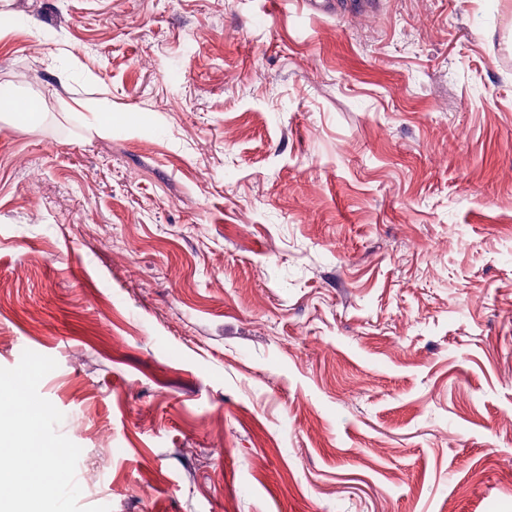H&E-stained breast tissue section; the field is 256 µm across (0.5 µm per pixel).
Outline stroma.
Here are the masks:
<instances>
[{
	"label": "stroma",
	"mask_w": 512,
	"mask_h": 512,
	"mask_svg": "<svg viewBox=\"0 0 512 512\" xmlns=\"http://www.w3.org/2000/svg\"><path fill=\"white\" fill-rule=\"evenodd\" d=\"M308 2L0 0V367L81 505L512 512V0ZM1 107L11 112L12 121L31 123L37 121L40 115L39 105L31 97L19 96L5 102L1 101Z\"/></svg>",
	"instance_id": "obj_1"
}]
</instances>
